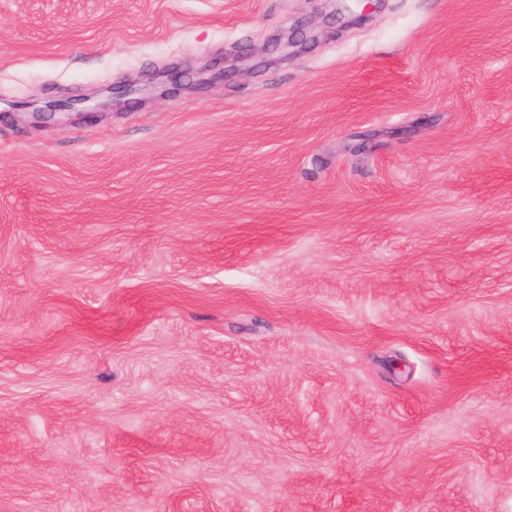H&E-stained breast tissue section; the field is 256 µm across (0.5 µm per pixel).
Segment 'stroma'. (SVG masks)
<instances>
[{
	"instance_id": "35a3bbf8",
	"label": "stroma",
	"mask_w": 512,
	"mask_h": 512,
	"mask_svg": "<svg viewBox=\"0 0 512 512\" xmlns=\"http://www.w3.org/2000/svg\"><path fill=\"white\" fill-rule=\"evenodd\" d=\"M0 512H512V0H0Z\"/></svg>"
}]
</instances>
